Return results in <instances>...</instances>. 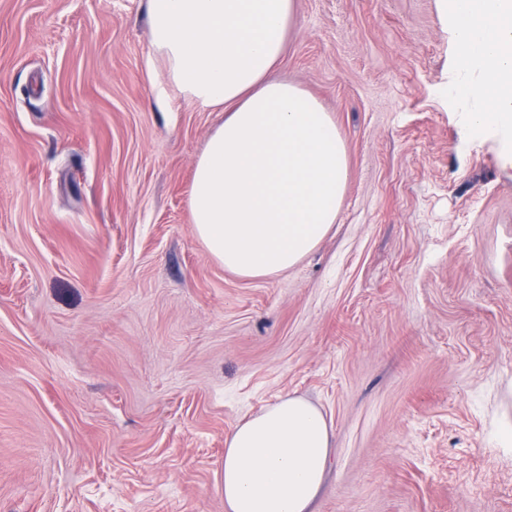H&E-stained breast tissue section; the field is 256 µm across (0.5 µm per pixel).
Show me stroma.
<instances>
[{
    "label": "stroma",
    "mask_w": 512,
    "mask_h": 512,
    "mask_svg": "<svg viewBox=\"0 0 512 512\" xmlns=\"http://www.w3.org/2000/svg\"><path fill=\"white\" fill-rule=\"evenodd\" d=\"M152 55L147 0H0V512H226L225 440L288 396L330 429L312 512H512V161L439 0H296L274 76L348 179L263 279L195 233L224 113L158 108Z\"/></svg>",
    "instance_id": "obj_1"
}]
</instances>
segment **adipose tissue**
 Instances as JSON below:
<instances>
[{"instance_id": "adipose-tissue-1", "label": "adipose tissue", "mask_w": 512, "mask_h": 512, "mask_svg": "<svg viewBox=\"0 0 512 512\" xmlns=\"http://www.w3.org/2000/svg\"><path fill=\"white\" fill-rule=\"evenodd\" d=\"M452 31L453 99L477 135L512 159V0H440ZM295 0H148L166 80L224 110L196 161L189 207L198 237L225 269L271 277L328 234L347 185L336 124L299 86L272 78ZM330 461L323 413L286 397L242 421L224 448L227 512H311Z\"/></svg>"}]
</instances>
